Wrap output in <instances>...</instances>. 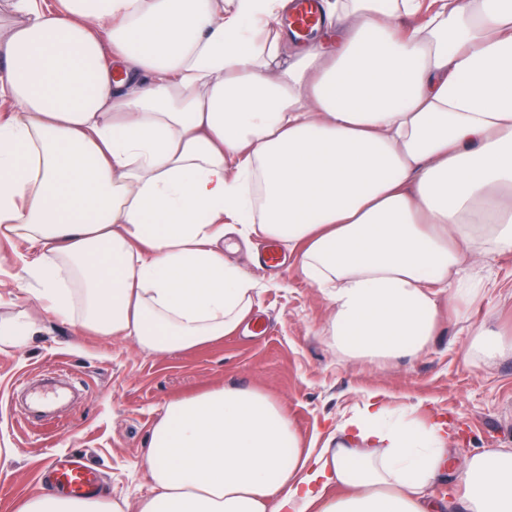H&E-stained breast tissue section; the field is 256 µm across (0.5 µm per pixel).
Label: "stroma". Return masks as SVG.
I'll return each instance as SVG.
<instances>
[{
	"instance_id": "obj_1",
	"label": "stroma",
	"mask_w": 512,
	"mask_h": 512,
	"mask_svg": "<svg viewBox=\"0 0 512 512\" xmlns=\"http://www.w3.org/2000/svg\"><path fill=\"white\" fill-rule=\"evenodd\" d=\"M268 238L224 237V256L258 283L253 316L238 332L188 351L152 353L130 338L96 336L80 326L46 319L41 336L0 345V512L51 482L57 456L84 454L98 487L128 503L147 496L143 467L148 435L167 401L213 385L254 386L286 411L306 443L318 444L328 426L373 393L392 411L444 423L455 462L477 448L512 449V355L484 362L477 328L512 340V253L476 260L486 284L474 302L440 301L430 344L417 356L353 362L324 331L332 314L326 296L303 276L296 253L278 268L259 264ZM20 263L0 241V316L36 310L21 287ZM77 381L79 393L61 401L56 416L26 413L21 397L46 374Z\"/></svg>"
}]
</instances>
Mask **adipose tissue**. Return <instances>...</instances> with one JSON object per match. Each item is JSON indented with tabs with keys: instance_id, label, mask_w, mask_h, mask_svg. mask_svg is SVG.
<instances>
[{
	"instance_id": "obj_1",
	"label": "adipose tissue",
	"mask_w": 512,
	"mask_h": 512,
	"mask_svg": "<svg viewBox=\"0 0 512 512\" xmlns=\"http://www.w3.org/2000/svg\"><path fill=\"white\" fill-rule=\"evenodd\" d=\"M289 0H0V238L42 311L154 353L209 344L257 282L224 223L297 249L353 360L429 343L436 289L512 252V0H324L332 38L288 51ZM423 15L404 28L401 18ZM128 504L48 489L15 512H512V451L452 467L441 423L370 396L305 447L257 388L165 405Z\"/></svg>"
}]
</instances>
